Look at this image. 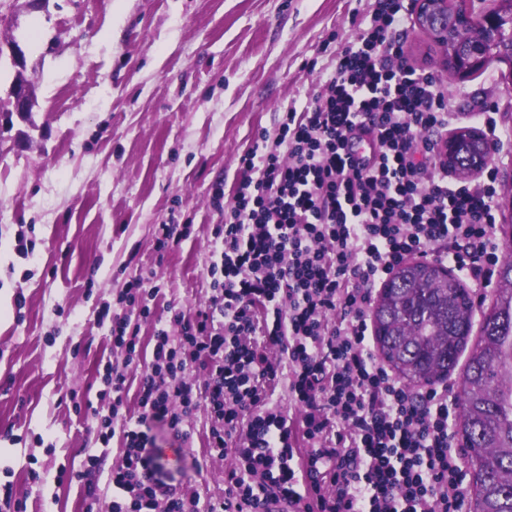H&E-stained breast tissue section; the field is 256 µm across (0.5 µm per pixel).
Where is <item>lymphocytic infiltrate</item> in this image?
I'll return each instance as SVG.
<instances>
[{"mask_svg":"<svg viewBox=\"0 0 512 512\" xmlns=\"http://www.w3.org/2000/svg\"><path fill=\"white\" fill-rule=\"evenodd\" d=\"M302 109H289L274 146L240 158L234 204L217 225L206 308L156 323L139 413L124 414L125 366L105 362L95 441L120 437L112 512H266L278 497L314 496L315 512H463L468 497L451 385L415 388L375 357L373 290L407 259L452 265L486 289L502 244L494 170L448 178V129L479 123L496 150L511 136L494 109H454L441 82L406 54L404 0H373ZM367 144L353 160L352 149ZM160 288L133 277L119 310L103 305L114 347L134 357L139 319ZM200 363L203 384L186 376ZM288 382V403L270 389ZM209 446L227 459L225 496L186 503L169 483L151 434L187 440L199 405Z\"/></svg>","mask_w":512,"mask_h":512,"instance_id":"lymphocytic-infiltrate-1","label":"lymphocytic infiltrate"}]
</instances>
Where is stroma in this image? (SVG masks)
<instances>
[{"instance_id": "obj_1", "label": "stroma", "mask_w": 512, "mask_h": 512, "mask_svg": "<svg viewBox=\"0 0 512 512\" xmlns=\"http://www.w3.org/2000/svg\"><path fill=\"white\" fill-rule=\"evenodd\" d=\"M371 0H0V100L17 73L7 39L25 51L34 81L29 113L0 125V482L20 512H110L112 439L101 465L84 468L92 422L61 399H96L100 361H123L97 310L136 275L160 292L141 320L136 369L152 359L156 319L206 305L214 227L232 197L238 160L258 134L276 138L282 112L303 107L333 72L336 50ZM412 64L434 72L450 102L495 108L512 132V65L497 60L458 82L438 67L439 48L410 28ZM159 224L188 235L157 251ZM25 231L36 261L21 258ZM24 295L16 308V295ZM199 407L186 441L152 434L171 482L200 502L224 496V462L209 452ZM80 469L74 482L61 466ZM40 482H31L30 470Z\"/></svg>"}]
</instances>
